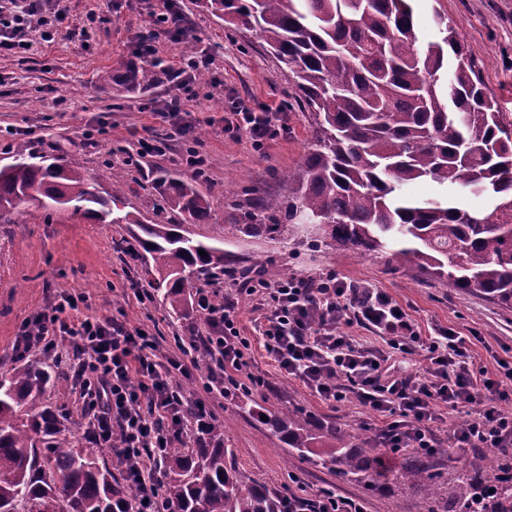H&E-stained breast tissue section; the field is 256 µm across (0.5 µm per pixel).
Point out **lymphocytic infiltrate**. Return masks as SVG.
Wrapping results in <instances>:
<instances>
[{"instance_id": "1", "label": "lymphocytic infiltrate", "mask_w": 512, "mask_h": 512, "mask_svg": "<svg viewBox=\"0 0 512 512\" xmlns=\"http://www.w3.org/2000/svg\"><path fill=\"white\" fill-rule=\"evenodd\" d=\"M0 11V52L21 53L33 24L42 37L54 38L66 11L61 0H5ZM208 55L183 58L173 72L180 94L161 116L187 142V165L196 176H207L208 158L197 143L193 125L186 121L182 99H196V76L212 71ZM223 132L230 138L248 136L255 145L288 132L283 113L256 112L246 102L234 103L224 115ZM256 300L263 312L264 346L281 376L303 382L321 399L333 404L355 396L361 405L381 416L374 433L380 447L433 449L440 407L469 413L465 429L454 432L459 448L498 450L512 447V360L498 363L495 375L474 371L466 337L455 330L422 338L404 309L383 290L368 283L344 280L336 272L299 274L270 281L260 275L227 281L222 303L203 291L197 306L204 315L206 335L201 358L187 348L156 359L159 341L141 326L130 327L115 317H67L77 309L72 297H63L50 310L26 322L17 342L19 356L52 354L71 369L79 388L78 411L86 420L87 437L103 447H114L126 481L136 489L133 499L114 505V512H174L162 497L159 476L165 455L188 434L201 433L212 423L202 402H187L172 384L173 375H189L199 363L213 371L209 388L223 389L248 368L251 342L238 327L236 308L241 297ZM358 324L382 338L385 349L360 346L339 323ZM423 355L425 375L407 372L402 360ZM488 404L473 405L480 396ZM287 512H366L354 498L324 491L307 498L287 497Z\"/></svg>"}]
</instances>
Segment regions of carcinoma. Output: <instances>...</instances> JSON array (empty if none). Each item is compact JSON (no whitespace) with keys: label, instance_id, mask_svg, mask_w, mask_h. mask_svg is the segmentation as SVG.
I'll use <instances>...</instances> for the list:
<instances>
[{"label":"carcinoma","instance_id":"carcinoma-1","mask_svg":"<svg viewBox=\"0 0 512 512\" xmlns=\"http://www.w3.org/2000/svg\"><path fill=\"white\" fill-rule=\"evenodd\" d=\"M238 32L252 31L292 73L295 96L316 127L286 200L267 199L228 215L238 236L304 242L303 220L323 222L321 245L381 255L396 269L419 271L443 288H468L512 311V130L503 123L448 21L434 10L439 40L422 49L413 0H200ZM112 192L55 160L18 154L0 166V223L19 206L72 208L99 223L133 224L150 256L169 313L181 317L202 284L225 276L228 252L183 233L204 224L209 204L172 178L164 209L180 223L126 210V175L105 173ZM435 192L413 197L407 184ZM484 199L466 207L461 193ZM206 256H201L199 250ZM53 356L0 374V512H113L120 486L102 462L106 449L72 444L45 395ZM276 436L304 460L378 494L416 491L424 512H512V452L501 449L446 466L437 454L378 448L366 426L301 425L265 411ZM164 493L177 512H283L281 495L245 479L225 430L215 424L168 451ZM493 493H488V490Z\"/></svg>","mask_w":512,"mask_h":512}]
</instances>
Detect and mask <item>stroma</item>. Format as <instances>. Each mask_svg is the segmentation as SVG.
I'll return each instance as SVG.
<instances>
[{
	"instance_id": "stroma-1",
	"label": "stroma",
	"mask_w": 512,
	"mask_h": 512,
	"mask_svg": "<svg viewBox=\"0 0 512 512\" xmlns=\"http://www.w3.org/2000/svg\"><path fill=\"white\" fill-rule=\"evenodd\" d=\"M178 5L187 21L184 37L160 35L155 55L178 65L188 39L215 58L213 73L219 84L184 104L209 159L208 178L196 177L183 163L186 143L155 114L175 94L174 82L122 78L131 41L150 27L160 0H65L67 19L54 42H43L34 28L26 56L0 55V166L11 163L24 147L36 157L64 159L94 177L120 166L119 148L133 150L142 137L166 135L165 155L144 158L139 167L127 170L131 211L169 219L161 208L168 185L158 179L160 172H168L193 184L210 204L208 222L186 225L188 236L223 244L237 267L274 265L293 274L333 271L371 283L405 309L422 335L451 328L470 338L475 369L495 373L498 359L512 357V311L479 293L439 287L419 273L396 270L382 258L266 237H236L225 229L234 207H249L263 195H290L284 175L302 165L313 117L295 103L287 68L257 35L231 31L197 0H179ZM437 9L447 13L504 123L512 127V0H416L421 42L438 35L433 21ZM239 98L257 111L281 107L288 115L287 134L259 148L249 138L224 136V113ZM130 240V225L100 224L69 209L26 207L15 223L0 224V372L16 362L13 346L24 323L65 293L86 295L90 315L114 316L163 336L167 351L174 350L176 339L201 335L200 312L170 316L157 293L145 302L136 300L131 284L142 281L145 262L125 263L121 248ZM237 313L241 333L252 343L248 370L264 376L267 386L249 393L232 388L210 393L204 388L203 370L175 376L173 385L185 399L203 401L214 421L228 423L229 445L246 477L282 495L297 477L307 494L327 489L358 498L367 512H423L417 494L367 493L356 482L337 480L327 469L300 461L275 436L260 418L262 409L271 405L302 422L345 429L359 424L376 429L381 419L356 398L334 406L302 382L281 377L257 331L258 311L244 300Z\"/></svg>"
}]
</instances>
